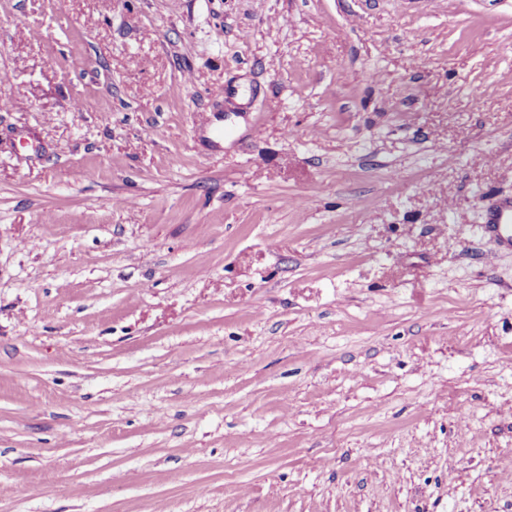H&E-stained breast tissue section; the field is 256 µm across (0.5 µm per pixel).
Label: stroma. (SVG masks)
I'll list each match as a JSON object with an SVG mask.
<instances>
[{
  "mask_svg": "<svg viewBox=\"0 0 512 512\" xmlns=\"http://www.w3.org/2000/svg\"><path fill=\"white\" fill-rule=\"evenodd\" d=\"M1 72L0 512H512V0H0ZM482 229L498 243L512 247V200L491 201L486 207Z\"/></svg>",
  "mask_w": 512,
  "mask_h": 512,
  "instance_id": "1",
  "label": "stroma"
}]
</instances>
